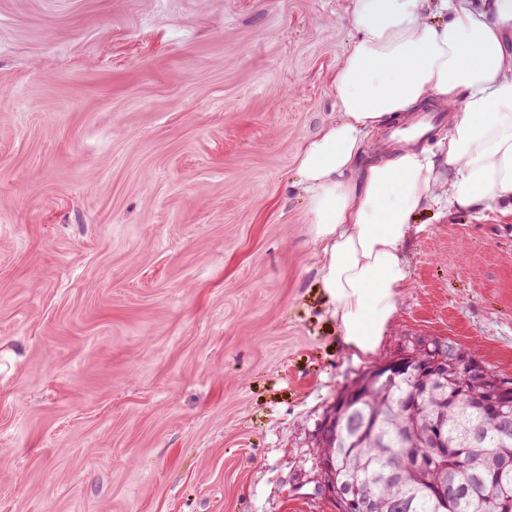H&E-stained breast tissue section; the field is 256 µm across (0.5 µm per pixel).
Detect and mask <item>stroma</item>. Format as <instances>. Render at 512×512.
<instances>
[{
	"instance_id": "obj_1",
	"label": "stroma",
	"mask_w": 512,
	"mask_h": 512,
	"mask_svg": "<svg viewBox=\"0 0 512 512\" xmlns=\"http://www.w3.org/2000/svg\"><path fill=\"white\" fill-rule=\"evenodd\" d=\"M349 0H0V512H340L339 393L422 339L512 380V215L418 213L376 352L296 156Z\"/></svg>"
}]
</instances>
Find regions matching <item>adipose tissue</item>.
Returning <instances> with one entry per match:
<instances>
[{
  "label": "adipose tissue",
  "mask_w": 512,
  "mask_h": 512,
  "mask_svg": "<svg viewBox=\"0 0 512 512\" xmlns=\"http://www.w3.org/2000/svg\"><path fill=\"white\" fill-rule=\"evenodd\" d=\"M336 114L298 154L318 286L348 349L373 354L408 280L404 245L437 205L512 215V0H351ZM432 104L434 147L368 157V138Z\"/></svg>",
  "instance_id": "ef3b65f1"
}]
</instances>
